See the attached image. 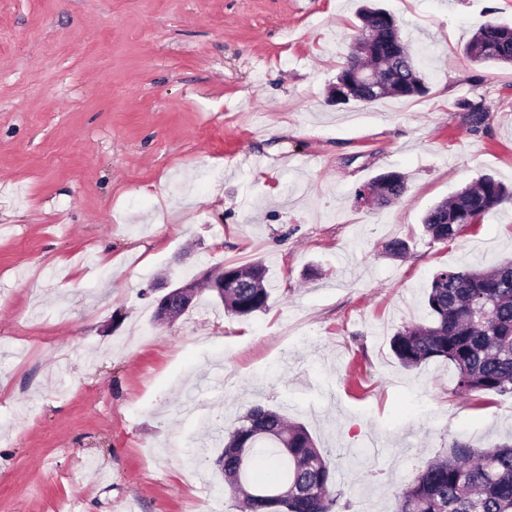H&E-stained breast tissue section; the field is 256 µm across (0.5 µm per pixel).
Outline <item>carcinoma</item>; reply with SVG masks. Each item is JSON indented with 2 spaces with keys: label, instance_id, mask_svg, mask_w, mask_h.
<instances>
[{
  "label": "carcinoma",
  "instance_id": "1",
  "mask_svg": "<svg viewBox=\"0 0 512 512\" xmlns=\"http://www.w3.org/2000/svg\"><path fill=\"white\" fill-rule=\"evenodd\" d=\"M359 36L377 41L378 55L353 46L336 81L348 73L349 61L389 82L415 86L408 96H422L426 87L412 51L399 36L390 16L373 8L360 13ZM473 63L512 65V27L488 22L464 48ZM460 107L479 130L486 118L483 103L465 100ZM376 207L400 200L407 191L405 176L389 172L373 181ZM512 203L509 188L492 177L464 187L423 217L425 231L435 242L461 238V223L479 226ZM227 270L256 274L254 288L224 289V309L247 317L270 309L271 288L259 263ZM427 321L397 332L390 349L409 370L435 359L455 367L454 392L476 403L490 395L512 396V260L491 269H439L425 291ZM223 480L238 494V512H342L344 492L336 489L334 470L302 425L257 405L238 420L216 460ZM395 512H512V444L476 448L455 443L428 461L399 496Z\"/></svg>",
  "mask_w": 512,
  "mask_h": 512
}]
</instances>
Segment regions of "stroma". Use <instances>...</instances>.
<instances>
[{"label":"stroma","mask_w":512,"mask_h":512,"mask_svg":"<svg viewBox=\"0 0 512 512\" xmlns=\"http://www.w3.org/2000/svg\"><path fill=\"white\" fill-rule=\"evenodd\" d=\"M375 3L424 96L331 103L361 0H0V512H236L212 430L257 404L328 449L346 512L512 438V397L476 408L390 350L437 269L512 259L511 207L445 245L421 226L512 185V67L463 56L512 0ZM387 172L407 192L377 210ZM232 259L265 265L270 311L206 293L154 322L157 288Z\"/></svg>","instance_id":"1"}]
</instances>
